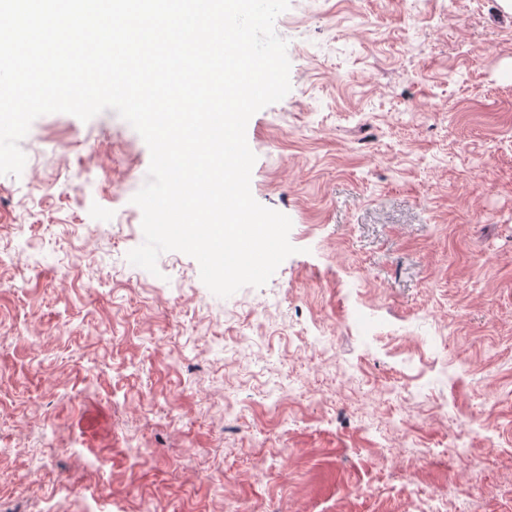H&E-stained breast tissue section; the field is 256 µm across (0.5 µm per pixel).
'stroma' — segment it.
I'll return each mask as SVG.
<instances>
[{
  "label": "stroma",
  "instance_id": "1",
  "mask_svg": "<svg viewBox=\"0 0 512 512\" xmlns=\"http://www.w3.org/2000/svg\"><path fill=\"white\" fill-rule=\"evenodd\" d=\"M275 31L250 188L299 251L265 286L128 261L150 152L114 111L36 118L0 176V512H512V13Z\"/></svg>",
  "mask_w": 512,
  "mask_h": 512
}]
</instances>
